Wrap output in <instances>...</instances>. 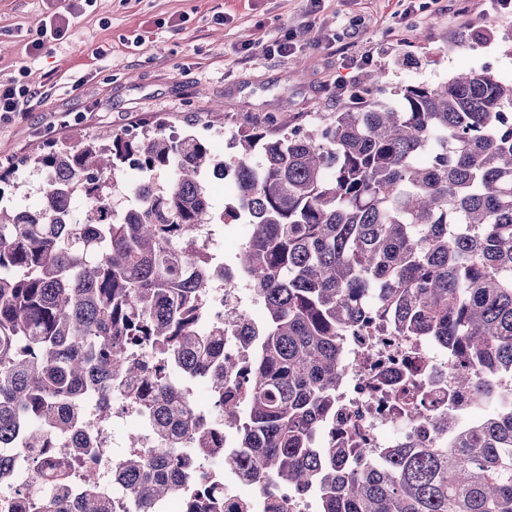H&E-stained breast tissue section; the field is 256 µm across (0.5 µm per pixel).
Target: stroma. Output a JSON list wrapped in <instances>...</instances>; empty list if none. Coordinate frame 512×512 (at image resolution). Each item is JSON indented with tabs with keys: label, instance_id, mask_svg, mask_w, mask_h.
Returning a JSON list of instances; mask_svg holds the SVG:
<instances>
[{
	"label": "stroma",
	"instance_id": "stroma-1",
	"mask_svg": "<svg viewBox=\"0 0 512 512\" xmlns=\"http://www.w3.org/2000/svg\"><path fill=\"white\" fill-rule=\"evenodd\" d=\"M47 0H0V83L46 92L0 122V169L30 195L34 156L114 129L164 122L208 141L238 127H308L351 105H400L401 88L460 70L512 79V12L495 0H95L66 43L31 52ZM289 41L290 53L276 52Z\"/></svg>",
	"mask_w": 512,
	"mask_h": 512
}]
</instances>
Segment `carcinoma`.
Wrapping results in <instances>:
<instances>
[{
    "mask_svg": "<svg viewBox=\"0 0 512 512\" xmlns=\"http://www.w3.org/2000/svg\"><path fill=\"white\" fill-rule=\"evenodd\" d=\"M402 105L366 104L308 129L231 133L229 159L209 142L109 130L53 147L34 164L57 179L48 208L0 207V449H31L32 464L89 447L79 421L86 391L110 411L112 389L155 395L156 448L118 461L135 505L162 499L224 453V436L189 417L171 368L224 396V325L202 336L206 289L226 263L195 248L212 222L206 182L216 166L236 184L221 218L251 225L234 268L265 311L240 400H221L216 427L238 426L253 479L319 491V512H512V406L486 381L512 383V80L489 70L435 86L408 85ZM138 168L151 183L137 209L113 215L109 173ZM87 223L65 224L74 194ZM387 324L430 336L460 359L455 383L481 415L432 419L440 439L386 448L379 462H345L317 436L336 413L342 337ZM180 434L195 444L180 456ZM77 512H105L90 493ZM37 512H69L35 495Z\"/></svg>",
    "mask_w": 512,
    "mask_h": 512,
    "instance_id": "cac0c4a2",
    "label": "carcinoma"
}]
</instances>
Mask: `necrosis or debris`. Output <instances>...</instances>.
<instances>
[{
  "label": "necrosis or debris",
  "instance_id": "1",
  "mask_svg": "<svg viewBox=\"0 0 512 512\" xmlns=\"http://www.w3.org/2000/svg\"><path fill=\"white\" fill-rule=\"evenodd\" d=\"M257 300L234 271L208 290V313L202 328L224 325V354L242 360L253 345L251 335L259 329L255 314ZM345 372L337 391L336 418L325 426L328 446L346 449L350 457H373L382 449L396 448L408 441L429 443L432 431L426 419L414 418L413 400H421L428 412L455 407L462 421L474 418L471 395L453 380L454 358L448 350L427 338L392 335L388 326H377L371 334L345 339ZM112 422L132 424L140 430L145 448L154 446V421L145 405L132 404L125 393L112 397ZM100 443L91 461L73 457L75 465L90 463L98 472L96 493L111 512H130L129 491L114 465L117 453L107 444V427L96 430ZM235 428L224 430V457L207 467L204 488L179 485L167 498L152 501L147 512H182L186 500L205 495L224 505V512H266L271 498L284 501L288 512H318V494L288 491L278 479L255 484L246 476L235 446Z\"/></svg>",
  "mask_w": 512,
  "mask_h": 512
}]
</instances>
